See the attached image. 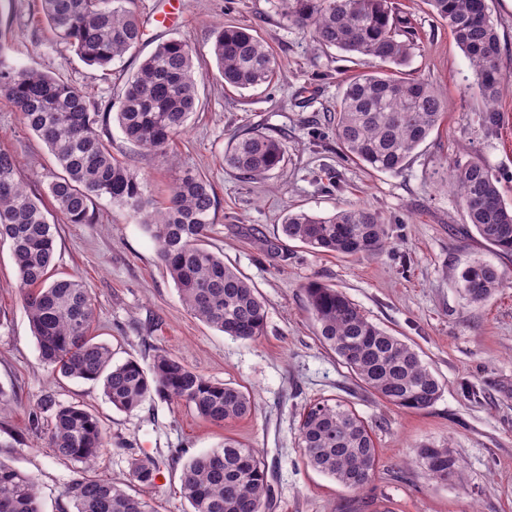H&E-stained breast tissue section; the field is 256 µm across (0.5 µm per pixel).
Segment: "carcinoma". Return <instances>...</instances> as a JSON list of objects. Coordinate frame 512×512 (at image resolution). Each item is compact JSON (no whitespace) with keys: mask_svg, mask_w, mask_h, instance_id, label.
I'll return each mask as SVG.
<instances>
[{"mask_svg":"<svg viewBox=\"0 0 512 512\" xmlns=\"http://www.w3.org/2000/svg\"><path fill=\"white\" fill-rule=\"evenodd\" d=\"M448 23L476 78L483 103L482 126L496 130V102L509 83L499 67L500 39L487 0H427ZM283 19L310 31L325 48L403 66L413 43L408 20L393 0H280ZM51 30L88 65L112 66L144 44V29L124 0H42ZM195 48L171 38L156 45L127 78L117 104L103 106L59 78L8 61L0 44V89L20 113L24 126L45 143L62 174L48 184L56 211L69 224H93V200L139 216L157 244L158 257L173 280L183 306L202 322L241 340L263 335L266 304L236 269L205 243L214 224L216 196L211 182L190 171L174 182L164 207L149 210L144 183L109 150V122L127 141L155 155L165 153L195 110L198 76ZM213 55L224 84L257 88L273 79L277 61L251 29L226 25L217 32ZM445 97L420 78L394 72L358 73L347 79L336 109V139L345 156L377 172L401 170L412 153L438 128ZM284 142L257 129L234 134L224 164L255 180L285 162ZM456 192L475 233L498 254L512 256V204L498 178L480 160L452 168L442 178ZM282 234L318 252L342 257L376 256L388 245L381 216L367 206L342 208L329 217L290 211ZM7 243L16 266L20 298L41 359L72 379L98 383L119 411L147 401L184 402L208 422L221 425L251 414L243 390L216 382L159 349L151 362L112 361V349L94 341L89 328L94 304L83 281L51 278L54 231L41 198L17 180L13 155L0 150V243ZM464 297L478 303L503 284L494 265L477 259L455 276ZM308 309L321 342L333 351L357 383L385 403L425 410L442 385L408 343L370 321L342 291L312 282L305 287ZM47 447L54 455L91 470L105 446L99 420L79 405L47 397ZM299 447L307 463L358 492L375 478L379 450L369 428L348 406L326 400L304 408ZM432 479L455 481L459 459L446 446L417 450ZM159 471L151 458L130 463L131 479L154 483ZM267 473L256 449L232 439L191 458L181 473V493L192 512H262ZM0 512H41L33 477L0 460ZM63 512H154L149 503L109 479L79 476L68 488Z\"/></svg>","mask_w":512,"mask_h":512,"instance_id":"carcinoma-1","label":"carcinoma"}]
</instances>
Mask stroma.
I'll return each mask as SVG.
<instances>
[{
	"mask_svg": "<svg viewBox=\"0 0 512 512\" xmlns=\"http://www.w3.org/2000/svg\"><path fill=\"white\" fill-rule=\"evenodd\" d=\"M411 23L413 49L406 72L444 92L446 117L396 173L370 172L348 160L335 135L336 104L344 81L376 68L371 59L317 44L309 31L283 20L279 0H182L178 18L157 26L162 0H128L149 45L181 38L197 50L203 78L186 128L155 155L133 148L111 126L113 156L145 182L153 202L166 200L175 180L191 171L213 184L217 210L211 250L248 277L264 298L263 336L236 340L194 318L161 265L157 245L139 218L94 199L92 224L57 221L53 274L75 276L95 304L91 336L108 344L114 361H150L156 349L179 356L194 371L248 391L250 416L213 425L182 402L144 403L122 412L100 385L62 377L40 358L19 297L8 244L0 243V389L10 403L0 412V459L33 476L43 512L67 506V488L81 464L46 446L47 395L95 414L106 433L94 473L148 501L155 512H190L181 494L183 465L231 437L258 448L267 468L262 512H512V257H503L467 232L457 195L440 187L446 169L485 162L512 202V90L499 99L502 123L487 132L475 76L446 22L426 0H396ZM227 24L251 28L272 50L278 68L255 90L225 86L211 53ZM0 42L18 66L49 73L105 102L117 101L136 69L131 56L109 70L87 65L49 28L41 0H0ZM255 128L281 139L285 165L261 180H243L224 165L233 133ZM16 159L27 191L46 193L59 167L0 91V150ZM361 204L376 210L390 246L374 258L317 252L283 239L288 211L329 216ZM281 241L284 256L262 246ZM495 265L501 288L473 304L453 272L474 258ZM316 281L342 290L372 322L410 344L443 386L425 410L382 402L360 387L320 341L305 287ZM480 388L479 398L468 386ZM322 399L347 402L370 427L380 451L373 483L354 492L307 465L299 447L305 406ZM425 443L448 445L459 457V480L431 479L416 455ZM150 457L160 467L154 484L130 477V463Z\"/></svg>",
	"mask_w": 512,
	"mask_h": 512,
	"instance_id": "stroma-1",
	"label": "stroma"
}]
</instances>
